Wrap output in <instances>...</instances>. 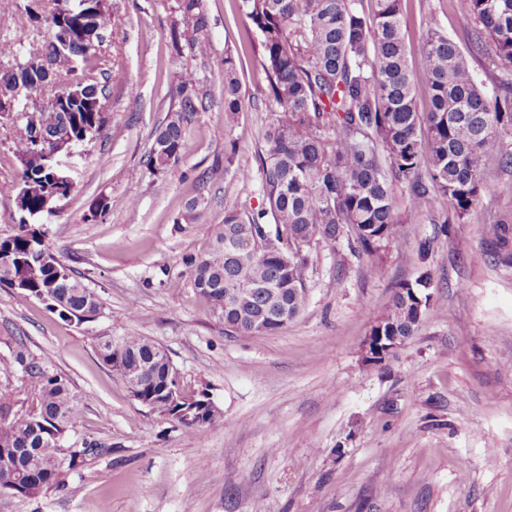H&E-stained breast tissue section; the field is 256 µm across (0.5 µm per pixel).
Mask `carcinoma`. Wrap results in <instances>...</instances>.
Listing matches in <instances>:
<instances>
[{
	"mask_svg": "<svg viewBox=\"0 0 512 512\" xmlns=\"http://www.w3.org/2000/svg\"><path fill=\"white\" fill-rule=\"evenodd\" d=\"M49 11L8 0L7 13H20L33 27L50 32L42 48L27 56L14 43H0V83L19 90L20 111L12 152L20 173L6 189L33 186L17 210L14 233L0 237V286L32 295L63 322L82 324L99 314L96 293L61 264L43 262L44 232L28 219L44 212L45 195L68 193L49 159L66 140L86 147L106 123L109 60L99 35L112 34L108 0H52ZM360 0H241V10L259 33L260 61L266 74V108L272 112L258 152L261 188L267 207L241 212L224 200V220L210 225V249L189 260L191 287L209 303L212 314L231 333L280 332L305 308L306 247L315 238L332 245L347 239L351 253L376 254L395 238L398 217L393 182L406 186L418 209L443 197L462 218L486 190L487 162L497 157L512 166V82L500 84L494 98L476 83L464 51L428 17L427 34L417 45L419 69L409 65L403 33L402 0H373L367 14ZM179 19L173 33L176 52L204 57L210 46L203 0H176ZM463 25H480L475 50L490 40L496 56L512 65V0H468ZM68 33L69 56L57 62L55 42ZM42 56L55 63L50 72L34 67ZM192 71L177 86L178 110L170 113L149 152L147 165L164 171L182 153L189 125L203 101ZM425 85L430 108L416 102ZM82 89L84 99L56 111L45 106L46 89ZM243 99L234 57L224 55V120L228 141L224 167L211 169L216 181L231 172L234 130ZM45 138L33 156L34 129ZM426 167L428 181L419 175ZM235 291L228 297L227 289ZM411 292L396 291L376 320L384 331L409 337L419 327ZM101 361L119 373L129 395L193 433L224 425L223 412L202 390L180 389L177 372L143 336L95 340ZM14 361L31 379L35 408L12 411L0 395V492L36 499L66 488L65 476L100 452L91 441L76 448L61 466L65 433L81 420L85 396L62 376L28 360L19 350ZM141 369L146 383L126 376Z\"/></svg>",
	"mask_w": 512,
	"mask_h": 512,
	"instance_id": "1",
	"label": "carcinoma"
}]
</instances>
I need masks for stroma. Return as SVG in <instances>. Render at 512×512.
Returning a JSON list of instances; mask_svg holds the SVG:
<instances>
[{"mask_svg":"<svg viewBox=\"0 0 512 512\" xmlns=\"http://www.w3.org/2000/svg\"><path fill=\"white\" fill-rule=\"evenodd\" d=\"M112 77L107 122L88 145L75 185L52 213L34 217L46 246L101 300L98 317L61 321L21 291L0 287V392L18 412L33 406L17 350L89 394L72 447L99 455L38 499L0 493V512H512V245L493 250V228L512 231V167L491 162L488 189L464 219L446 200L416 209L396 186L399 237L377 263L346 242L313 243L304 311L274 335L226 334L189 281L188 259L207 252L224 201L263 206L256 159L271 120L263 97L259 35L240 0H204L208 57L178 58L175 0H108ZM468 0H403L407 45L435 15L466 49ZM232 52L244 99L235 171L203 184L224 160V54ZM477 84L494 95L512 77L492 47L469 53ZM192 70L205 109L181 160L152 172L146 157ZM136 94H129L128 85ZM248 179H241L240 171ZM208 204L184 222L190 199ZM105 215L93 216L99 199ZM429 248L421 259L419 243ZM429 274L430 301L414 336L369 368L362 345L400 285ZM138 335L167 352L182 387L207 390L220 429L184 432L133 400L98 358V336Z\"/></svg>","mask_w":512,"mask_h":512,"instance_id":"35a3bbf8","label":"stroma"}]
</instances>
